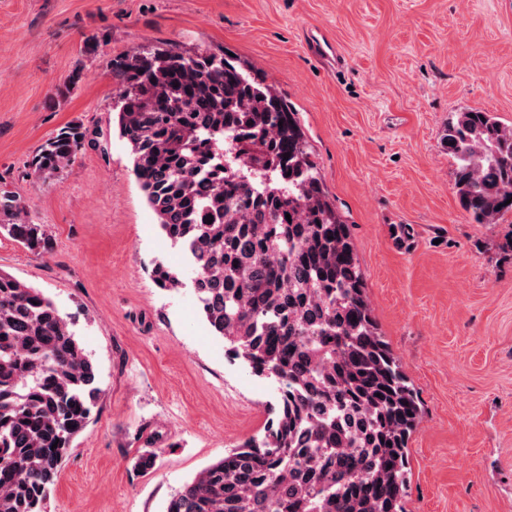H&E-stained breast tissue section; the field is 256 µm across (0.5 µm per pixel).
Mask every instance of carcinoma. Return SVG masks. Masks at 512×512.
Wrapping results in <instances>:
<instances>
[{"mask_svg":"<svg viewBox=\"0 0 512 512\" xmlns=\"http://www.w3.org/2000/svg\"><path fill=\"white\" fill-rule=\"evenodd\" d=\"M115 78L133 173L162 231L191 259L206 322L281 388L264 437L204 468L166 512H404L421 405L378 331L349 225L288 98L222 51L136 50ZM85 137L79 126L60 131L33 157V173L63 171ZM442 146L475 223L512 212V125L459 112ZM0 215V229L29 252L51 251L43 225L8 190ZM153 277L180 285L162 264ZM99 399L96 365L70 319L0 272V512H46Z\"/></svg>","mask_w":512,"mask_h":512,"instance_id":"obj_1","label":"carcinoma"}]
</instances>
